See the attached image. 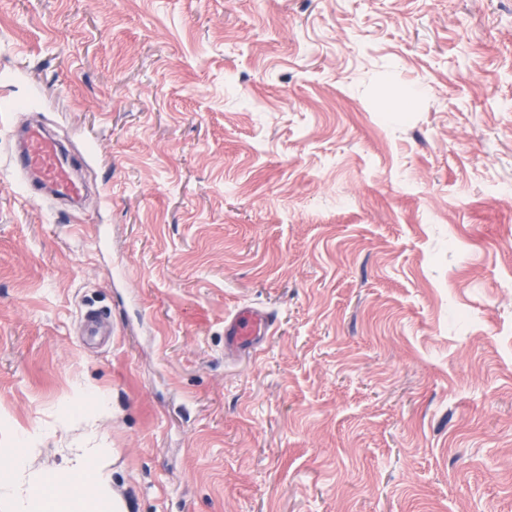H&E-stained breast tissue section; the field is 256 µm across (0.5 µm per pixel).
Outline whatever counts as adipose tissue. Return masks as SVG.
<instances>
[{"instance_id":"obj_1","label":"adipose tissue","mask_w":512,"mask_h":512,"mask_svg":"<svg viewBox=\"0 0 512 512\" xmlns=\"http://www.w3.org/2000/svg\"><path fill=\"white\" fill-rule=\"evenodd\" d=\"M41 427L0 423V512H124L112 487V451L72 448L59 466L36 462Z\"/></svg>"}]
</instances>
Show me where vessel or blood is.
Listing matches in <instances>:
<instances>
[{"label":"vessel or blood","mask_w":512,"mask_h":512,"mask_svg":"<svg viewBox=\"0 0 512 512\" xmlns=\"http://www.w3.org/2000/svg\"><path fill=\"white\" fill-rule=\"evenodd\" d=\"M10 167L23 176L31 201L53 198L79 202L84 186L73 171V161L43 127H26ZM275 324L274 316L259 307L242 305L224 318V354L228 357L253 355L262 347Z\"/></svg>","instance_id":"1"}]
</instances>
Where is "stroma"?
Here are the masks:
<instances>
[{
  "label": "stroma",
  "mask_w": 512,
  "mask_h": 512,
  "mask_svg": "<svg viewBox=\"0 0 512 512\" xmlns=\"http://www.w3.org/2000/svg\"><path fill=\"white\" fill-rule=\"evenodd\" d=\"M32 117L83 223L8 166ZM79 382L125 512H512V0H0V418L45 465ZM274 324V316L260 307H237L224 317V356L256 354L271 336ZM94 400L97 402V409L93 413L96 418H104L112 415V409L104 397L97 393L94 389L84 384H77L73 388L71 400L64 408V414L67 418L77 421L89 422L91 419L86 418L84 405Z\"/></svg>",
  "instance_id": "35a3bbf8"
}]
</instances>
